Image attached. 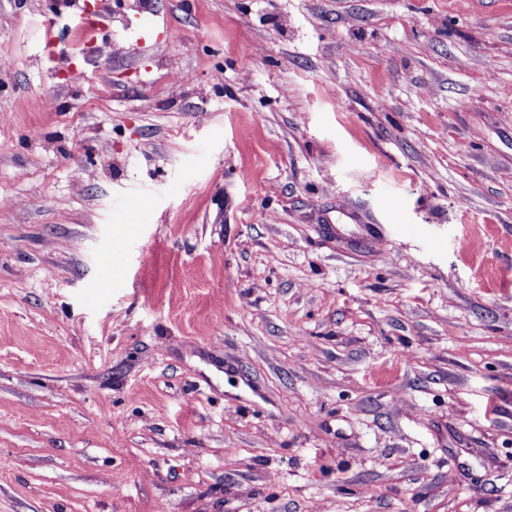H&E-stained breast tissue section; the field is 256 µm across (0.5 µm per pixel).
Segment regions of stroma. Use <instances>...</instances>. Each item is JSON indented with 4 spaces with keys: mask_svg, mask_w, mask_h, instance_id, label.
Here are the masks:
<instances>
[{
    "mask_svg": "<svg viewBox=\"0 0 512 512\" xmlns=\"http://www.w3.org/2000/svg\"><path fill=\"white\" fill-rule=\"evenodd\" d=\"M84 3L0 0V512H512V0Z\"/></svg>",
    "mask_w": 512,
    "mask_h": 512,
    "instance_id": "35a3bbf8",
    "label": "stroma"
}]
</instances>
